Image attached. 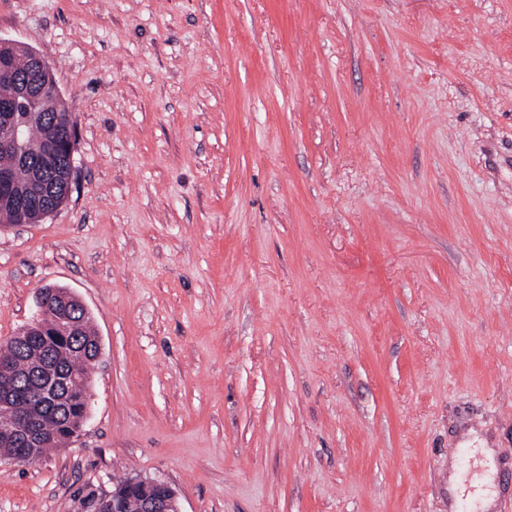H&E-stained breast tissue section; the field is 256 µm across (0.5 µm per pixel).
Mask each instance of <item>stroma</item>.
Instances as JSON below:
<instances>
[{
    "label": "stroma",
    "instance_id": "stroma-1",
    "mask_svg": "<svg viewBox=\"0 0 512 512\" xmlns=\"http://www.w3.org/2000/svg\"><path fill=\"white\" fill-rule=\"evenodd\" d=\"M76 115V184L0 225V342L69 289L79 438L0 512L127 477L182 512H512V0H0Z\"/></svg>",
    "mask_w": 512,
    "mask_h": 512
}]
</instances>
